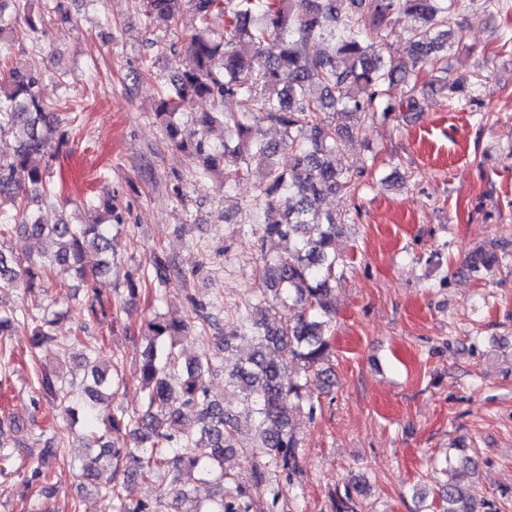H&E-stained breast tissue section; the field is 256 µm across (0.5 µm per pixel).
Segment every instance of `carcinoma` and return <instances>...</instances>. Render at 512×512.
<instances>
[{
  "mask_svg": "<svg viewBox=\"0 0 512 512\" xmlns=\"http://www.w3.org/2000/svg\"><path fill=\"white\" fill-rule=\"evenodd\" d=\"M462 0H307L306 12L294 10V0H139L149 26L178 34L184 9L197 24L188 46L184 71L169 79L166 97L157 107L170 142L192 157L198 179L224 178V186L257 178L250 212L262 218L255 230L256 248L267 265L264 286L249 298L254 351L224 374V388L249 401L257 419L258 434L243 453L268 458L254 466L252 481L242 485L224 472V452L238 448L237 429L224 413V401L215 398L210 377L222 364L209 357H182V339L197 329L214 326L215 313L194 303L197 324L169 320L161 314L141 329L143 351L139 378L145 393L144 413L129 412L112 401L123 377L112 372V360L95 347H86L87 374L81 379L62 372L41 374L40 388L50 396L62 389L64 413L81 426L83 447L96 451L93 464L73 460L79 486L112 501L113 512H166L165 501L176 512H258L265 493L277 504L280 480L290 484L301 474L300 439L289 417V404L316 407L308 383L334 386L325 367L332 356V329L336 316L333 291L343 274L336 255V217L320 210L330 194L356 196L364 171L336 163L346 147L349 130L328 120L336 110L356 122L388 116L402 104L419 111L418 74L435 75L439 89L448 92L451 106L461 105L456 87L448 82V50L453 47L454 18ZM400 15L414 19L409 30L412 57L387 58L388 43ZM39 28L33 18L19 19L15 0H0V61L10 62L14 42L23 35L38 43ZM310 41L322 49L306 51ZM43 74L13 64L0 80V136L16 142L13 154L0 159V210L9 206L12 219L0 218V292H32L42 286L55 268L72 273L78 284L63 297L66 309L46 308L33 313L0 303V354L3 364L13 353L3 346L19 329L29 331L36 349L54 343L68 350L69 340L55 335V324L72 311L106 314L105 290L112 286V229L123 216L112 199L103 202L106 218L72 224L62 217L44 224L21 195L34 187L41 200L56 195L46 181L48 171L35 164L39 156L67 146L66 133L53 139L61 124L47 112L41 96ZM210 103L195 122V137L185 139L178 122L195 103ZM279 126L281 138L268 141L261 123ZM215 125L224 126V143L209 136ZM293 163L283 169L280 151ZM47 241L51 248L37 253L14 254L3 247L13 233ZM275 237L281 249L269 254L264 241ZM100 256L89 268L88 251ZM151 264L159 292L187 278L173 259L154 252ZM499 264L490 250H474L464 270L478 276ZM84 295H79V292ZM299 365L292 380H285L288 363ZM162 470L169 476L152 503L127 501L122 488L135 471L151 478ZM215 480L225 487L210 505L183 508L187 502L181 484L186 478ZM368 492L363 480L335 492V512H362ZM443 512H498L494 502L479 499L461 484L441 489Z\"/></svg>",
  "mask_w": 512,
  "mask_h": 512,
  "instance_id": "1",
  "label": "carcinoma"
}]
</instances>
